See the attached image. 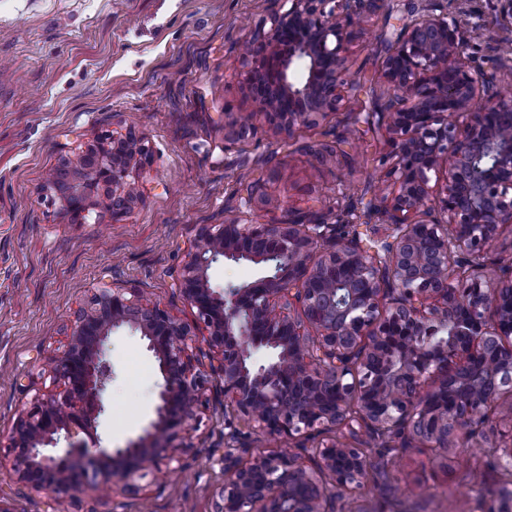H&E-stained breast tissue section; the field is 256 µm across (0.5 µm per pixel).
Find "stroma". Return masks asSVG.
Segmentation results:
<instances>
[{
    "mask_svg": "<svg viewBox=\"0 0 512 512\" xmlns=\"http://www.w3.org/2000/svg\"><path fill=\"white\" fill-rule=\"evenodd\" d=\"M430 0H392L371 14L350 48L373 87L385 91L380 63L398 19ZM272 0H0V512H212L224 480L227 446L269 453L288 449L303 465L336 441L379 450L366 433L341 428L307 442L285 443L247 428L234 442L224 429V393L210 383L206 402L177 451L183 468L165 487L140 478L139 492L115 490L57 498L19 482L8 448L12 428L31 400L51 387L50 358L67 343L70 314L94 288L117 283L142 289L184 321L194 319L170 273L184 259L198 225L228 224L252 213L275 224L312 210L344 216L371 179H382L390 146L385 129L336 112L292 136L257 119L248 136L227 140V125L255 109L240 77L239 43L266 18ZM463 16L465 51L495 57L512 25L495 0H471ZM136 131L151 161L138 174L140 197L118 218L70 223L41 185L64 156L97 135ZM343 139L357 162L322 160L325 143ZM258 183L247 193V183ZM112 381L98 428L105 448L142 435L152 417L161 377L136 333L123 328L106 344ZM512 446V419L497 426L496 443L464 442L439 454L419 443L396 445L386 475L335 502L334 512H488L504 484L493 456Z\"/></svg>",
    "mask_w": 512,
    "mask_h": 512,
    "instance_id": "35a3bbf8",
    "label": "stroma"
}]
</instances>
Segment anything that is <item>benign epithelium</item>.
<instances>
[{"instance_id":"obj_1","label":"benign epithelium","mask_w":512,"mask_h":512,"mask_svg":"<svg viewBox=\"0 0 512 512\" xmlns=\"http://www.w3.org/2000/svg\"><path fill=\"white\" fill-rule=\"evenodd\" d=\"M376 2L275 0L269 30L244 39L243 79L265 91L238 134L263 116L289 136L339 111L356 84L349 46ZM464 41L445 9L411 16L387 41L382 72L394 103L381 123L392 190L371 203L391 226L381 250L313 216L202 224L173 278L193 322L139 289H94L51 359L53 388L13 426L18 479L57 497L133 491L145 471L162 481L155 452L172 448L214 377L224 382L231 437L257 427L310 440L353 421L442 451L450 440L489 437L499 410L485 395L512 381V256L493 270L485 263L488 244L512 224V91L490 84ZM149 161L144 136L105 134L63 159L42 190L74 224L92 212L116 217L140 196L135 172ZM433 182L442 185L440 218L426 206ZM227 260L263 275L212 287L210 271ZM122 327L158 362V402L138 439L86 459L74 437L96 433L105 413L112 366L103 346ZM258 350L268 353L262 364L251 361ZM315 454L307 468L286 449H224L213 512H334L335 492L364 485L367 457L334 443Z\"/></svg>"}]
</instances>
